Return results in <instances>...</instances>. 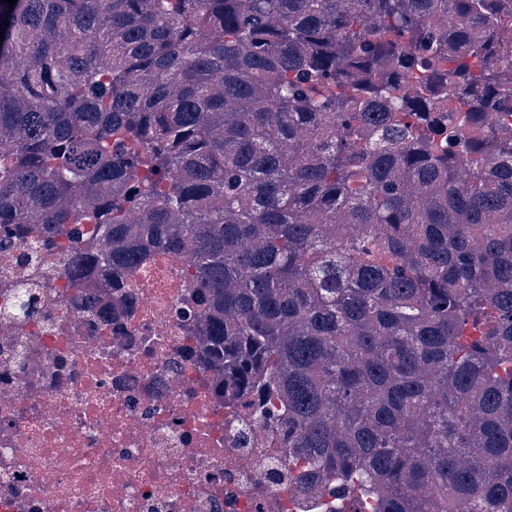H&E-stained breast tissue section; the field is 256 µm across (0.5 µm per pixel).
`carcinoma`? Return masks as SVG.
<instances>
[{
	"label": "carcinoma",
	"instance_id": "carcinoma-1",
	"mask_svg": "<svg viewBox=\"0 0 512 512\" xmlns=\"http://www.w3.org/2000/svg\"><path fill=\"white\" fill-rule=\"evenodd\" d=\"M0 30L1 242H73L104 327L183 257L185 353L280 428L300 512H512V0H0Z\"/></svg>",
	"mask_w": 512,
	"mask_h": 512
}]
</instances>
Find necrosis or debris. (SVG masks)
I'll list each match as a JSON object with an SVG mask.
<instances>
[{"label": "necrosis or debris", "mask_w": 512, "mask_h": 512, "mask_svg": "<svg viewBox=\"0 0 512 512\" xmlns=\"http://www.w3.org/2000/svg\"><path fill=\"white\" fill-rule=\"evenodd\" d=\"M39 238L0 249V512H292L269 480L274 441L225 425L223 396L179 356L194 298L182 258L131 273L123 333L74 308L64 279L24 322L1 283L59 264L33 252Z\"/></svg>", "instance_id": "obj_1"}]
</instances>
